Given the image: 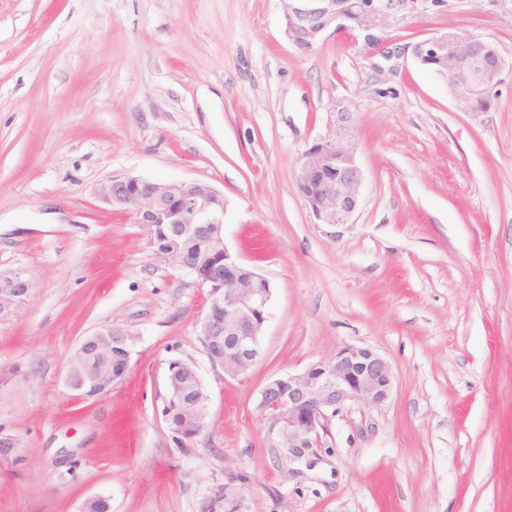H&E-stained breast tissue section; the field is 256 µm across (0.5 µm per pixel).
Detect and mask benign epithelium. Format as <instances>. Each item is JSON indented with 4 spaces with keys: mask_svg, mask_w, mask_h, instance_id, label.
<instances>
[{
    "mask_svg": "<svg viewBox=\"0 0 512 512\" xmlns=\"http://www.w3.org/2000/svg\"><path fill=\"white\" fill-rule=\"evenodd\" d=\"M284 34L295 46L310 49L328 30L361 36L376 42L375 31L408 17H420L447 7V0H281ZM310 32L311 42L296 39L295 31ZM483 43L464 31L435 34L411 45L420 64L433 60L436 75L459 86L457 100L470 101L484 88L500 82L504 60L497 55L485 64L474 82L459 65L481 53ZM336 138L306 151L299 164L297 183L317 223H349L360 204L363 172L345 139L351 113L337 106ZM107 206L129 212L135 223L165 233L164 258L179 272L198 275V256L208 257L204 285L210 301L199 322V336L206 353L224 352V375L246 373L261 354L260 336L272 295L271 282L233 255L224 242V193L204 182L158 181L129 173L109 176L96 190ZM33 282L28 271L12 270L0 276V315L22 305ZM134 334L103 325L84 337L70 354L64 384L73 396L87 399L104 394L127 371L101 376L99 354L112 345L130 354ZM395 377L390 363L370 348L346 345L327 360L298 374L276 378L261 390L257 408L267 424V445L281 448L290 463L312 462L320 430L331 417L353 403L378 406L387 401ZM167 390L174 393L165 407L167 421L190 413L189 426L172 427L191 439L206 428L207 391L193 367L182 361L169 366ZM242 486L231 479L224 484V512H244Z\"/></svg>",
    "mask_w": 512,
    "mask_h": 512,
    "instance_id": "7a95c632",
    "label": "benign epithelium"
}]
</instances>
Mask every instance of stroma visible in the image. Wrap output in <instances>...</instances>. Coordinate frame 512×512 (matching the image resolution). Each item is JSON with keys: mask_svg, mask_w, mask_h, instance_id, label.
<instances>
[{"mask_svg": "<svg viewBox=\"0 0 512 512\" xmlns=\"http://www.w3.org/2000/svg\"><path fill=\"white\" fill-rule=\"evenodd\" d=\"M447 3L302 51L281 0H0V271L33 276L0 316V512H224L231 476L248 512H512V0ZM447 30L505 60L488 111L393 53ZM340 102L364 181L333 228L296 178ZM116 173L223 191L228 248L274 286L246 374L197 335L209 288L99 200ZM105 324L135 333L129 368L75 399L67 358ZM348 344L389 361L390 398L279 464L262 388ZM175 360L210 394L190 440L163 414Z\"/></svg>", "mask_w": 512, "mask_h": 512, "instance_id": "1", "label": "stroma"}]
</instances>
